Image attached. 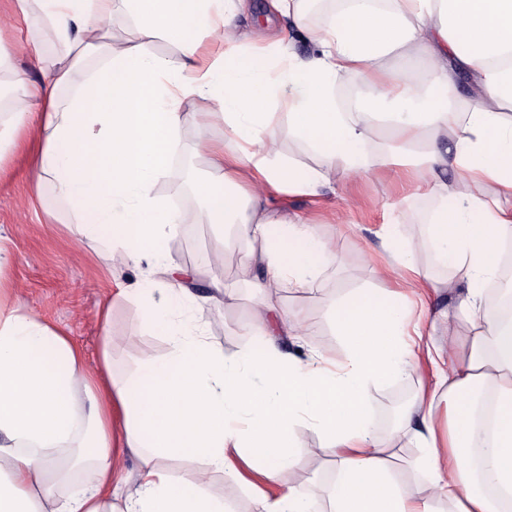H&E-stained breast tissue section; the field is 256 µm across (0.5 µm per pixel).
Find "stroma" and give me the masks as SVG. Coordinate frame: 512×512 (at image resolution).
<instances>
[{"mask_svg":"<svg viewBox=\"0 0 512 512\" xmlns=\"http://www.w3.org/2000/svg\"><path fill=\"white\" fill-rule=\"evenodd\" d=\"M36 42L46 47L50 56L66 52L50 27L29 28L17 11L16 0H0V48L14 55L13 72L0 73V122L10 117L17 80L34 83L41 77L32 49ZM196 136L193 124L183 127L174 166L168 178L157 186L161 195L172 199L190 192L193 180L204 172V161L192 152ZM347 198L356 200V207L350 213H342V221H335V212H342ZM273 203L316 218L322 236L336 245L334 265L324 270L311 291L286 293L280 298L285 309L315 322L312 336L306 339L308 348L322 351L335 361L343 360L345 345L326 321V311L343 289L377 286L374 269L381 225H398L401 240L413 251L421 273L441 280L452 274L451 269L434 262L426 237L429 215L438 207V200L423 190L404 196L398 192L390 170L380 169L340 183L337 189H324L317 197L282 195L274 197ZM66 218L50 191H37L29 146L15 150L0 165V243L7 250L0 278L6 279L40 318L68 332L83 350L88 368H96L101 338L106 334L116 338L112 357L118 370L130 371L166 356L170 351L166 337L153 335L142 325L140 301L121 294L122 289L142 279L141 269L110 268L106 248L94 249L81 243L65 228ZM247 250L248 241L237 227L221 230L202 223L197 210L188 213L186 224L180 225L169 243L172 265L195 272L190 283L195 293L207 294L209 283L215 278L238 289V297L232 303L191 313L229 356L237 355L253 342L244 331L254 308L249 291L242 286ZM105 304L112 308L106 326L98 318V311ZM416 393L417 385L412 381L393 382L377 389L373 421L377 436H388L391 412ZM302 451V468L284 472L283 480L325 499L334 474L315 433L305 432Z\"/></svg>","mask_w":512,"mask_h":512,"instance_id":"stroma-1","label":"stroma"}]
</instances>
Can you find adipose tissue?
<instances>
[{"label": "adipose tissue", "instance_id": "adipose-tissue-1", "mask_svg": "<svg viewBox=\"0 0 512 512\" xmlns=\"http://www.w3.org/2000/svg\"><path fill=\"white\" fill-rule=\"evenodd\" d=\"M36 2L32 26L49 23L68 59L18 82L0 157L20 134H38V186L67 205L83 242H107L110 261L146 269L142 324L172 351L122 374L106 335L89 371L67 333L0 282V512H230L212 488L227 471L255 512H512V313L491 289L512 241V0H338L314 26L302 0H271L269 13L313 43L308 56L283 37L253 45L240 24L250 0ZM116 14L126 34L113 33ZM162 35L178 45V66L151 52ZM207 41L218 57L204 54ZM345 84L366 86L367 101L345 109ZM280 100L316 165L282 153ZM194 101L204 109L186 111ZM189 122L207 164L193 183L203 221L239 225L246 265L260 270L247 282L255 342L233 358L178 315L199 304L169 263L186 217L156 187ZM216 124L223 137L211 136ZM388 164L440 201L427 233L454 279L421 277L396 225H384L377 272L387 287L347 290L329 312L344 361L282 351L278 337L304 341L311 325L280 306V289L311 288L335 249L308 218L269 208L270 197L314 196L331 178ZM450 169L465 196L444 180ZM444 287L456 301L428 312ZM464 322L471 335H458ZM425 366L432 381L377 437L375 388ZM307 430L334 469L321 502L281 478L301 467ZM406 443L420 450L410 466L426 488L395 471ZM177 457L202 467L175 471Z\"/></svg>", "mask_w": 512, "mask_h": 512}]
</instances>
